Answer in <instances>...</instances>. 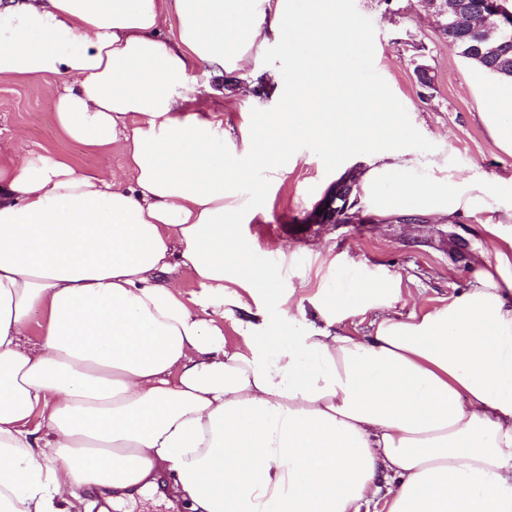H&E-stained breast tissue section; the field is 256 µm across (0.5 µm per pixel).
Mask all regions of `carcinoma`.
<instances>
[{
  "label": "carcinoma",
  "mask_w": 512,
  "mask_h": 512,
  "mask_svg": "<svg viewBox=\"0 0 512 512\" xmlns=\"http://www.w3.org/2000/svg\"><path fill=\"white\" fill-rule=\"evenodd\" d=\"M458 5L451 17L450 29L441 36L456 48L461 57L478 64L499 79L512 78V32H492L499 18L491 8L492 0H454ZM356 178L342 177L324 200L322 219L330 224H343L357 202Z\"/></svg>",
  "instance_id": "carcinoma-1"
}]
</instances>
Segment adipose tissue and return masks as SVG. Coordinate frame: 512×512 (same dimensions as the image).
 Segmentation results:
<instances>
[{"label": "adipose tissue", "instance_id": "adipose-tissue-1", "mask_svg": "<svg viewBox=\"0 0 512 512\" xmlns=\"http://www.w3.org/2000/svg\"><path fill=\"white\" fill-rule=\"evenodd\" d=\"M265 2L0 0V76L60 79L64 137L127 159L104 177L0 141V512H81L78 488L141 491L160 472L192 512H512V179L441 176L406 149L336 0ZM271 40L295 59L289 104L225 150L193 70L244 68ZM486 101L512 152V79ZM299 135L367 155L377 217L485 214L494 255L409 320L388 314L396 279L281 285L250 261L234 196ZM271 301L287 320L269 322Z\"/></svg>", "mask_w": 512, "mask_h": 512}]
</instances>
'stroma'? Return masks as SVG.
<instances>
[{
    "label": "stroma",
    "instance_id": "obj_1",
    "mask_svg": "<svg viewBox=\"0 0 512 512\" xmlns=\"http://www.w3.org/2000/svg\"><path fill=\"white\" fill-rule=\"evenodd\" d=\"M346 10L369 36L372 64L358 62L357 76L375 70L373 85L394 102L398 119L412 133L409 149L422 159L449 156V176L477 177L489 185L512 177V153L500 149L479 118L484 109L482 88L491 77L459 56L437 31V22L418 0H345ZM276 59L283 77L291 75V61L277 45L263 58L242 69L217 75L200 66L194 71L201 93L214 90L220 78L232 81L224 91V107L213 120L224 123L225 144H241L244 134L272 118L287 101L286 92H273L263 83L267 59ZM426 65L430 86L415 73ZM24 131L31 147L68 156L82 171L108 176L120 172L125 156L120 148L101 155L65 139L56 123L53 83L45 79L0 77V139ZM295 165L278 175L263 170L237 187L243 206L237 226L241 239L251 242L252 262L276 271L281 279L305 272L339 271L338 287L363 280L382 283L400 277L407 293L391 310L405 319L437 306L466 288L475 253H494L496 243L481 227L484 214L443 223L431 217L406 215L391 221L376 220L364 201H357L347 224H315L309 217L336 181L347 171H360L361 156L328 157L307 138L288 144ZM265 185L254 197L253 182ZM164 487L148 494L133 493L112 501L111 491L86 493V501L104 512H185L175 499L169 475Z\"/></svg>",
    "mask_w": 512,
    "mask_h": 512
}]
</instances>
